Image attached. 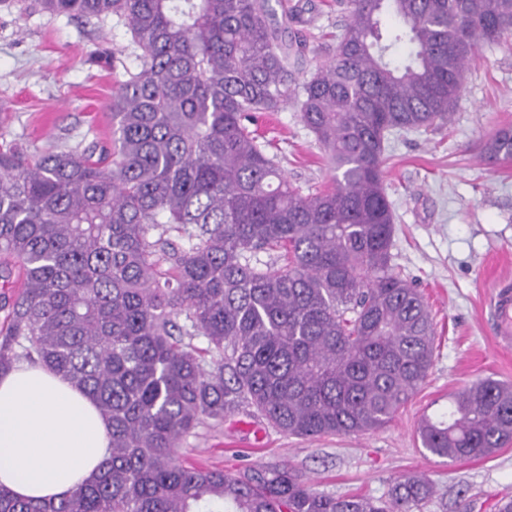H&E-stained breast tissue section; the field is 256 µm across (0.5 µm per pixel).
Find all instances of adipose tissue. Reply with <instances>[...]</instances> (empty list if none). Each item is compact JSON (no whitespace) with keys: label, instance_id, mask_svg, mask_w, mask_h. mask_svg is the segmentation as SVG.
Masks as SVG:
<instances>
[{"label":"adipose tissue","instance_id":"1","mask_svg":"<svg viewBox=\"0 0 512 512\" xmlns=\"http://www.w3.org/2000/svg\"><path fill=\"white\" fill-rule=\"evenodd\" d=\"M110 427L93 399L61 374L22 366L0 376V486L60 498L97 474Z\"/></svg>","mask_w":512,"mask_h":512}]
</instances>
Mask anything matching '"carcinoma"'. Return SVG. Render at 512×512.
<instances>
[{"mask_svg":"<svg viewBox=\"0 0 512 512\" xmlns=\"http://www.w3.org/2000/svg\"><path fill=\"white\" fill-rule=\"evenodd\" d=\"M32 6L116 16L140 70L112 97L109 143H0V279L20 278L0 298V374L58 372L112 428L103 469L70 495L0 487V512H418L435 493L420 472L386 499L331 496L287 466H187L177 448L243 404L288 436L374 432L425 383L436 328L392 263L386 142L451 123L479 46L512 36V0H347L331 58L302 81L300 11L272 0ZM290 103L333 171L307 194L245 123ZM479 158L511 162L512 128ZM197 336L207 347L183 341ZM417 436L439 458L495 455L512 443V384L466 385Z\"/></svg>","mask_w":512,"mask_h":512,"instance_id":"obj_1","label":"carcinoma"}]
</instances>
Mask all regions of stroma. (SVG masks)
Returning <instances> with one entry per match:
<instances>
[{
	"label": "stroma",
	"mask_w": 512,
	"mask_h": 512,
	"mask_svg": "<svg viewBox=\"0 0 512 512\" xmlns=\"http://www.w3.org/2000/svg\"><path fill=\"white\" fill-rule=\"evenodd\" d=\"M313 2L309 23L296 30L308 39L300 79L328 60L347 19L336 0ZM99 48L109 59H92ZM135 66L130 35L115 17L87 25L0 0V138L33 153L109 141L112 95ZM504 124L512 125V40L479 48L449 126L387 143L393 262L424 292L436 324L430 375L393 422L306 440L268 427L244 406L187 436L182 463L233 473L287 465L316 491L375 498L402 474L424 472L437 494L421 512H498L501 500L512 499V445L489 458L448 461L427 452L416 434L419 421L445 410L449 394L466 383L488 376L512 383V351L496 344L490 315L495 284L512 281V163L489 168L476 158L479 140ZM258 127L294 186L329 180L294 107L260 117Z\"/></svg>",
	"instance_id": "stroma-1"
}]
</instances>
